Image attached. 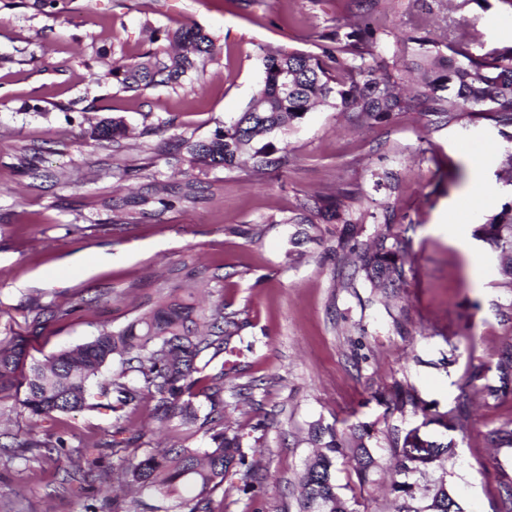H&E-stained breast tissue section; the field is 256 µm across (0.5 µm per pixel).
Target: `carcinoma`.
<instances>
[{"mask_svg": "<svg viewBox=\"0 0 512 512\" xmlns=\"http://www.w3.org/2000/svg\"><path fill=\"white\" fill-rule=\"evenodd\" d=\"M379 28L364 23L357 30L337 32L332 40L335 68L317 56L282 47L263 51L264 76L256 104L242 112L230 125L205 141L181 143L190 162L206 169H231L247 149L253 150L256 172L276 163L272 144L253 146L260 135L281 133L303 118L317 102L337 109L352 108L357 116L388 119L411 109L422 100L425 111L447 122L491 120L512 126V50L474 55L462 48L466 32L458 29L444 45L421 37L395 41L393 56L409 57L412 66L385 69L381 75L369 61ZM179 54L160 58L154 53L144 61L117 62L107 75L126 91H140L155 85H175L193 73L205 72L213 54V42L200 28L190 27L167 36ZM126 133L121 119H103L96 126L100 140L116 142ZM224 194V183L201 184L188 180L179 188L163 183L153 185L140 204L167 205L171 199L194 204L201 197ZM346 225L345 232L359 234V220L342 210L341 204L326 197L283 219L300 226L299 235L320 223ZM475 236L502 255L503 285L512 288V201L475 230ZM406 242L385 222L368 245L357 252L356 262L343 267L338 277L343 287L353 288L363 279L373 288H389L406 282ZM197 272L186 270L180 283L161 288L148 299L147 309L126 326L114 330L104 325L93 340L60 351L43 365L25 366V340L0 344V391L25 387L19 400L22 412L37 422L84 409L102 408L112 412V454L121 455L122 486L133 493L151 489L164 498L176 497L187 512H213V495L224 487L228 474L239 476L248 487L257 479V463L243 448L245 434L226 418L224 378L236 371V362L210 366L220 355L234 356L243 342L247 322L224 314V304L198 306L192 300ZM498 384H485L478 393L484 401H499L512 394V343L504 342L498 365ZM203 398L204 412L195 399ZM154 402L153 419L167 425L173 419L195 426L208 436L204 448H191L180 440L140 451L144 434L117 439L127 432L131 414L145 401ZM390 401L400 413H422L421 424L405 431L388 430L391 450L398 458L399 478L389 485L398 503L395 512H468L445 480L432 486L420 485L416 475L441 462L456 448L455 435H465L470 421L469 403L462 401L445 412L432 410L411 385H397ZM373 438V426L361 424L351 436L320 426L313 428L311 442L318 452L300 478L301 512H356L357 501L346 498L334 479L336 463L353 457L360 483L371 481L377 461L365 440ZM487 440L499 447H512V421L487 432ZM20 448H38L50 457L66 447L62 438L42 437L32 429L19 442ZM145 512L149 505L132 497L103 498L86 512Z\"/></svg>", "mask_w": 512, "mask_h": 512, "instance_id": "cac0c4a2", "label": "carcinoma"}]
</instances>
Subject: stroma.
<instances>
[{
    "instance_id": "35a3bbf8",
    "label": "stroma",
    "mask_w": 512,
    "mask_h": 512,
    "mask_svg": "<svg viewBox=\"0 0 512 512\" xmlns=\"http://www.w3.org/2000/svg\"><path fill=\"white\" fill-rule=\"evenodd\" d=\"M32 2L0 0V341L27 337L29 361L42 362L90 341L101 324L125 326L146 296L173 286V269L195 268L201 288L221 272L213 298L247 320L238 362L244 381L258 383L253 401L229 417L247 428L243 446L261 461L247 490L234 477L226 494H214L223 512H300L311 426L346 432L371 422L373 483L360 486L348 464L336 482L358 499V512H393L386 488L397 459L387 430L421 421L382 401L397 382L441 411L469 397L466 436L427 478H446L470 512H500L512 448L490 446L486 433L512 420V395L486 402L478 390L496 382L501 346L512 338V289L502 284L498 252L476 240L469 254L454 238L473 237L512 200L500 170L512 126L437 122L417 102L382 121L321 104L272 135L276 167L256 173L244 156L230 170H201L181 141L208 140L247 109L262 84L264 48L320 53L333 33L357 28L354 0H60L46 12ZM377 10L388 29L378 69L391 64L395 38L442 41L458 25L468 29L472 53L512 49L507 0H381ZM193 26L214 43L203 75L139 92L105 79L115 60L174 53L169 41L152 40L153 31ZM108 117L127 127L120 144L94 136ZM33 150L39 171L31 175L19 159ZM473 152L492 194L477 205ZM119 164L133 177L113 178ZM188 175L223 179V195L189 208L151 205L120 229L99 204L130 202L146 183ZM341 191L363 217L362 234L348 239L342 225L322 224L292 244L288 216L313 195ZM384 212L411 241L406 284L379 294L365 281L339 287L338 269L378 231ZM250 228L261 229L260 239L247 236ZM68 303L75 310L67 320L41 319V306ZM476 367L483 380H471ZM20 397L0 394V512H84L89 495L111 494L120 469L111 447H97V466L84 462L111 414L43 421L40 434L65 439L66 448L49 458L23 455L16 443L30 420Z\"/></svg>"
}]
</instances>
